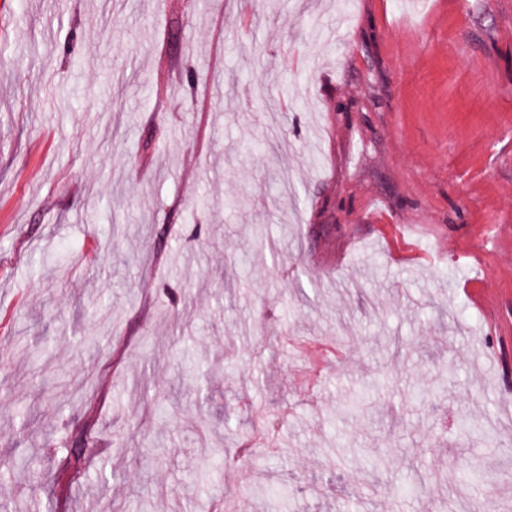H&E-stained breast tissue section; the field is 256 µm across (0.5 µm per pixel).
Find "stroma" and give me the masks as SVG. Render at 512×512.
I'll use <instances>...</instances> for the list:
<instances>
[{"label":"stroma","instance_id":"35a3bbf8","mask_svg":"<svg viewBox=\"0 0 512 512\" xmlns=\"http://www.w3.org/2000/svg\"><path fill=\"white\" fill-rule=\"evenodd\" d=\"M510 455L512 0H0V512H506ZM64 459L66 465L58 475V482L62 487L67 488L83 472L84 461L81 454H75L71 450L64 456Z\"/></svg>","mask_w":512,"mask_h":512}]
</instances>
